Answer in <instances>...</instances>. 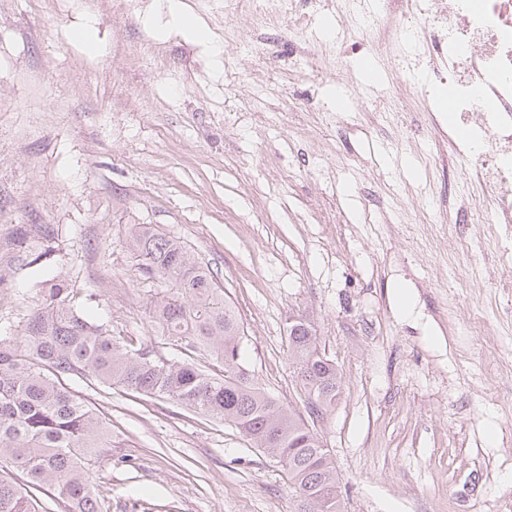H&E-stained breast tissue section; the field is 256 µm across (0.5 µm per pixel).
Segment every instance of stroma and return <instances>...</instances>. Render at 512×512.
Instances as JSON below:
<instances>
[{"instance_id":"1","label":"stroma","mask_w":512,"mask_h":512,"mask_svg":"<svg viewBox=\"0 0 512 512\" xmlns=\"http://www.w3.org/2000/svg\"><path fill=\"white\" fill-rule=\"evenodd\" d=\"M166 2L0 0V336L61 281L113 335L182 360L145 305L164 285L126 246L156 225L216 273L251 370L300 413L288 324L316 330L342 377L317 430L344 512H512V227L483 203L451 231L471 193L450 145L464 125L428 53L361 40L355 0H181L206 44ZM67 385L112 431L92 466L101 512H294L276 459L227 424ZM170 11L176 22L184 29L193 33L200 41H207L208 35L202 26L198 24L195 18L184 12L179 0H170Z\"/></svg>"}]
</instances>
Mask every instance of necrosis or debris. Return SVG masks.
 I'll use <instances>...</instances> for the list:
<instances>
[{
    "instance_id": "obj_1",
    "label": "necrosis or debris",
    "mask_w": 512,
    "mask_h": 512,
    "mask_svg": "<svg viewBox=\"0 0 512 512\" xmlns=\"http://www.w3.org/2000/svg\"><path fill=\"white\" fill-rule=\"evenodd\" d=\"M429 23L438 78L469 128L455 152L496 223L512 224V0H440Z\"/></svg>"
}]
</instances>
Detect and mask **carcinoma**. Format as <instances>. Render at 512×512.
I'll list each match as a JSON object with an SVG mask.
<instances>
[{
	"label": "carcinoma",
	"instance_id": "obj_1",
	"mask_svg": "<svg viewBox=\"0 0 512 512\" xmlns=\"http://www.w3.org/2000/svg\"><path fill=\"white\" fill-rule=\"evenodd\" d=\"M146 281L169 288L148 310L166 344L185 351L164 358L153 345L132 348L75 309L73 291L54 284L20 338L0 336V512H38L44 489L61 512H100L88 461L112 456V432L64 379L117 386L224 422L287 470L295 512H342L340 480L329 448L295 409L245 373L240 323L208 264L153 224H134L127 241ZM288 360L306 406L326 413L341 390L333 361L305 320L288 326Z\"/></svg>",
	"mask_w": 512,
	"mask_h": 512
}]
</instances>
